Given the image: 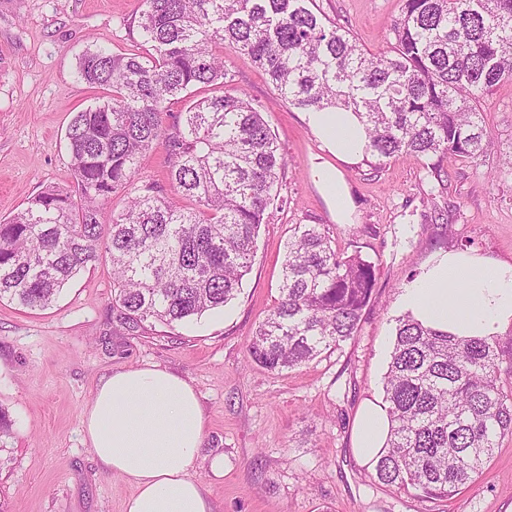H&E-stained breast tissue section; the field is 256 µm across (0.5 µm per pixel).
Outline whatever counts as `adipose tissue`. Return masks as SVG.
Returning <instances> with one entry per match:
<instances>
[{"label":"adipose tissue","mask_w":512,"mask_h":512,"mask_svg":"<svg viewBox=\"0 0 512 512\" xmlns=\"http://www.w3.org/2000/svg\"><path fill=\"white\" fill-rule=\"evenodd\" d=\"M305 120L319 142L314 178L338 223H348L353 202L338 165L364 158V127L343 110L309 112ZM401 303L424 325L449 334L496 335L512 326V263L448 249L406 285ZM81 425L84 444L104 468L133 485L125 512H211L204 487L190 475L205 418L186 380L156 365L114 371L97 386ZM388 430L384 406L368 403L357 428L365 458L379 452Z\"/></svg>","instance_id":"obj_1"}]
</instances>
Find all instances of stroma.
<instances>
[{"mask_svg": "<svg viewBox=\"0 0 512 512\" xmlns=\"http://www.w3.org/2000/svg\"><path fill=\"white\" fill-rule=\"evenodd\" d=\"M140 0H0V220L46 186L72 184L65 141L73 115L101 89L78 80L87 49L131 52ZM365 49L385 48L400 0H313ZM235 86L258 103L287 160L288 202L262 225L240 294L175 328L129 332L112 321V265L101 256L51 306L0 303V506L5 512H124L134 487L83 443L81 411L112 371L158 365L188 381L206 422L191 475L212 512H512V438L448 501L397 493L373 479L356 424L382 401L400 297L433 257L468 240L512 261V82L482 104L494 145L482 161L402 154L381 168L342 165L355 209L337 223L311 170L318 143L248 55L225 52ZM298 224H325L337 251L373 262L376 285L357 336L299 367L270 372L249 336L279 297L285 245ZM223 455L224 474L210 460Z\"/></svg>", "mask_w": 512, "mask_h": 512, "instance_id": "obj_1", "label": "stroma"}]
</instances>
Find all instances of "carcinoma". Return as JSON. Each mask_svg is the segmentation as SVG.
Segmentation results:
<instances>
[{
	"instance_id": "carcinoma-1",
	"label": "carcinoma",
	"mask_w": 512,
	"mask_h": 512,
	"mask_svg": "<svg viewBox=\"0 0 512 512\" xmlns=\"http://www.w3.org/2000/svg\"><path fill=\"white\" fill-rule=\"evenodd\" d=\"M311 0H140L141 45L84 53L77 74L106 95L66 133L74 187L48 186L0 222V302L51 305L101 254L112 264V318L137 332L173 328L240 291L261 225L279 199L286 159L253 100L233 84L224 50L249 55L280 97L304 110L355 112L366 157L399 153L477 160L493 142L482 101L512 81V0H402L388 49L371 53ZM173 123L170 105L194 88ZM165 138L168 186L133 185L141 157ZM376 267L332 246L324 224H297L279 298L247 344L268 371L290 369L357 335ZM512 341L457 338L396 318L383 377L391 427L379 484L447 501L475 482L512 436Z\"/></svg>"
}]
</instances>
